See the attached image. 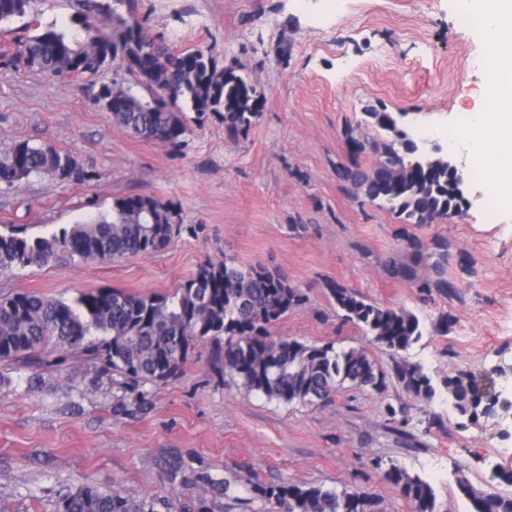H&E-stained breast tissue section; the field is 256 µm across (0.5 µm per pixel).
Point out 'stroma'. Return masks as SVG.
I'll list each match as a JSON object with an SVG mask.
<instances>
[{
	"label": "stroma",
	"mask_w": 512,
	"mask_h": 512,
	"mask_svg": "<svg viewBox=\"0 0 512 512\" xmlns=\"http://www.w3.org/2000/svg\"><path fill=\"white\" fill-rule=\"evenodd\" d=\"M118 10L172 49L212 50L258 85L264 105L234 140L217 117L187 116L174 146L126 133L96 102L101 84L127 78L121 62L93 78L0 65V158L22 141L48 143L93 175L0 191V233L46 236L128 195L172 203L184 226L149 254L15 270L0 292L165 293L208 260L261 264L305 296L274 337L364 348L385 389L346 384L324 405H287L246 392L206 346L176 377L145 386L80 355L0 363V512H56L84 482L155 512H278L256 492L273 484L346 489L381 512H414L385 478L393 465L431 484L435 512H470L460 469L512 496L492 477L512 420L460 415L443 393L450 377L503 387L497 371L512 365V212L466 157L462 215L432 224L403 223L338 174L374 160L352 153L351 139L385 136L361 125L364 105L431 140L481 108L483 33L460 25L455 0H124ZM333 283L412 312L421 340L399 353L374 344L337 307ZM405 364L431 378L433 400L405 390ZM224 480L238 484L231 496L210 487Z\"/></svg>",
	"instance_id": "obj_1"
}]
</instances>
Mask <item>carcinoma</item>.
<instances>
[{
	"instance_id": "obj_1",
	"label": "carcinoma",
	"mask_w": 512,
	"mask_h": 512,
	"mask_svg": "<svg viewBox=\"0 0 512 512\" xmlns=\"http://www.w3.org/2000/svg\"><path fill=\"white\" fill-rule=\"evenodd\" d=\"M41 2L0 0V21L27 17ZM78 2L72 28L37 29L15 50L1 53L0 61L54 77L92 78L105 65L107 53L120 52L132 61L128 70L136 82L102 84L96 94L117 126L173 145L186 131L187 112L198 119L217 114L230 138L250 126L260 94L247 78L220 67L208 51L171 50L140 23L117 13L114 5L122 0ZM362 112L367 123L392 138L357 142L355 152L369 150L375 161L368 168H341L346 181L368 201L409 224L462 211L463 188L447 162L425 157L390 113L373 105ZM68 157L52 145L19 142L0 159V189L45 174L79 181L92 178L76 160L62 165ZM176 217V208L169 203L129 195L113 199L110 210L45 237L0 233V275L61 259L111 260L156 252L180 231ZM330 292L346 319L391 351L404 352L423 336L420 320L411 312L381 307L336 285ZM303 299L301 289L281 272L227 261L201 264L170 294L102 288L83 292L70 303L39 292L1 294L0 361L22 364L36 353L72 351L100 362L114 375L146 385L176 377L190 349L206 343L247 392L280 403H324L346 382L382 392L384 374L362 348L338 351L332 344L272 338L273 325ZM398 379L417 397L430 401L436 396L431 379L417 366H401ZM444 389L462 415L476 417L490 401V395L459 378H448ZM385 478L414 504L415 512H435L429 482L396 466ZM456 486L471 512H512V497L475 487L462 471ZM257 493L280 512H376L374 500L364 494L321 486L268 485L257 488ZM57 512H154V505L87 483L66 494Z\"/></svg>"
}]
</instances>
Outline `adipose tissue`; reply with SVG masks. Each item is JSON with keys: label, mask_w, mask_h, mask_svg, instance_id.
Here are the masks:
<instances>
[{"label": "adipose tissue", "mask_w": 512, "mask_h": 512, "mask_svg": "<svg viewBox=\"0 0 512 512\" xmlns=\"http://www.w3.org/2000/svg\"><path fill=\"white\" fill-rule=\"evenodd\" d=\"M460 20L478 22L492 63L486 104L472 112L467 127L448 131V144L461 147L493 183L503 207L512 209V0H455Z\"/></svg>", "instance_id": "ef3b65f1"}]
</instances>
